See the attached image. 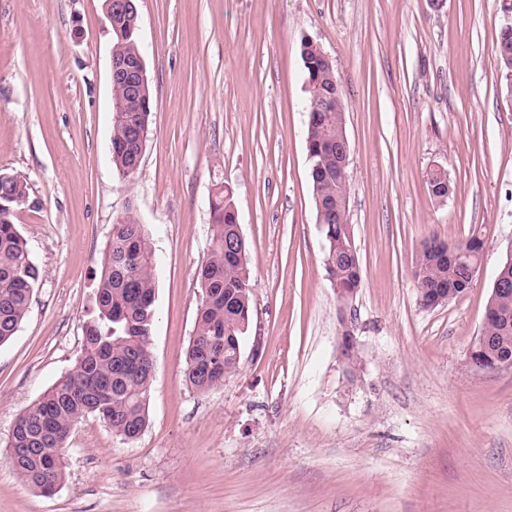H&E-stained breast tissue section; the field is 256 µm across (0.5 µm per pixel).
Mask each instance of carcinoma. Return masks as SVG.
<instances>
[{"label": "carcinoma", "mask_w": 512, "mask_h": 512, "mask_svg": "<svg viewBox=\"0 0 512 512\" xmlns=\"http://www.w3.org/2000/svg\"><path fill=\"white\" fill-rule=\"evenodd\" d=\"M138 0L113 16L112 52L137 63L142 57L137 33ZM503 74L512 72V28L500 24L495 46ZM306 78L328 100L323 112L306 101V150L317 224L326 243L325 264L336 288H360L359 258L351 254L353 232L346 208L349 181L336 178V142L342 137L341 112L336 110V64L328 65L311 48L300 50ZM113 95L128 102L125 112L112 113V164L124 179L140 165L152 115V91L133 92L112 81ZM430 194L448 197L443 174L427 173ZM28 184L17 174L0 173V345L10 340L26 317L39 269L17 225L14 212L28 202ZM210 255L197 279L201 298L187 346L183 375L197 391H208L238 371L237 349L251 325L252 302L246 260L237 256L245 242L236 233L232 190L219 188L210 202ZM437 238L425 243L414 267V280L424 304H445L471 286L458 259L438 251ZM507 290L486 305L487 347L480 358L489 363L512 360V266H500ZM155 321L154 253L143 225L132 214L116 218L103 251L95 291L94 314L85 326V341L71 372L63 376L17 416L5 444L4 458L33 489L42 494L65 478L64 452L70 434L88 415L102 419L114 433L133 440L145 429L155 366L149 339ZM346 372H361L357 346L341 349Z\"/></svg>", "instance_id": "carcinoma-1"}]
</instances>
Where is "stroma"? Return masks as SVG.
Here are the masks:
<instances>
[{"mask_svg":"<svg viewBox=\"0 0 512 512\" xmlns=\"http://www.w3.org/2000/svg\"><path fill=\"white\" fill-rule=\"evenodd\" d=\"M139 12L153 112L124 179L104 0H0V172L27 179L14 222L40 270L0 346V447L72 370L114 220L136 216L156 258L146 428L127 440L82 419L48 496L0 457V512H512V367L468 358L512 253L497 0H139ZM307 39L335 60L346 103L354 382L309 183ZM437 166L442 200L426 183ZM222 185L253 312L238 371L199 392L183 365ZM474 234L485 253L471 288L423 308L422 243Z\"/></svg>","mask_w":512,"mask_h":512,"instance_id":"stroma-1","label":"stroma"}]
</instances>
